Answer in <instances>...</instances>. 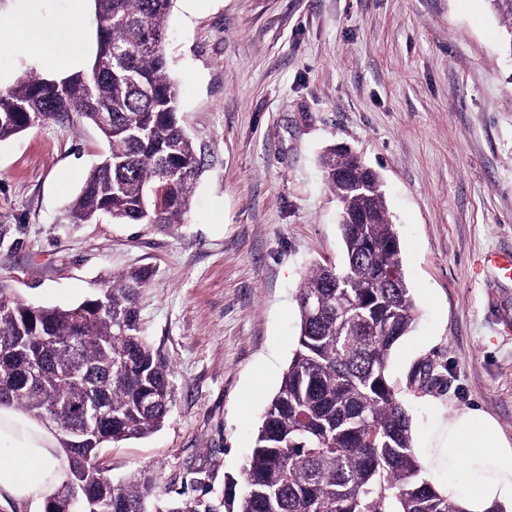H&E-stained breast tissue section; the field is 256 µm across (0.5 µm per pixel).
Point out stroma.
<instances>
[{
  "instance_id": "obj_1",
  "label": "stroma",
  "mask_w": 512,
  "mask_h": 512,
  "mask_svg": "<svg viewBox=\"0 0 512 512\" xmlns=\"http://www.w3.org/2000/svg\"><path fill=\"white\" fill-rule=\"evenodd\" d=\"M74 0H0L50 25ZM168 66L204 163L183 223L72 225L107 144L70 116L0 142V286L69 307L146 266V335L170 364L164 426L104 448L112 478L211 512L251 453L296 348L307 271L341 267L318 158L343 143L382 177L416 303L389 373L432 454L479 409L512 445V52L488 0H174Z\"/></svg>"
}]
</instances>
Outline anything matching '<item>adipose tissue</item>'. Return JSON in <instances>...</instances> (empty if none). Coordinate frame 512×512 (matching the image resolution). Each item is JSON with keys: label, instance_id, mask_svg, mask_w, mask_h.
<instances>
[{"label": "adipose tissue", "instance_id": "1", "mask_svg": "<svg viewBox=\"0 0 512 512\" xmlns=\"http://www.w3.org/2000/svg\"><path fill=\"white\" fill-rule=\"evenodd\" d=\"M83 11L46 26L17 17L0 20V45L21 51L48 67H81ZM63 450L52 430L15 410L0 407V497L39 501L59 478L55 461ZM449 470L466 472L468 490L448 483L449 497L466 512H492L512 505V447L503 443L496 422L479 410L449 418L440 450Z\"/></svg>", "mask_w": 512, "mask_h": 512}]
</instances>
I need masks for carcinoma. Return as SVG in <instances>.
I'll list each match as a JSON object with an SVG mask.
<instances>
[{
  "label": "carcinoma",
  "instance_id": "1",
  "mask_svg": "<svg viewBox=\"0 0 512 512\" xmlns=\"http://www.w3.org/2000/svg\"><path fill=\"white\" fill-rule=\"evenodd\" d=\"M93 2L88 68L61 79L32 72L0 88V142L76 113L109 149L67 223L180 224L202 160L167 67L173 0ZM488 2L512 52V0ZM319 163L340 205L344 266L305 275L296 350L239 477L225 481L224 512H464L428 479L387 375L417 309L380 175L344 146H328ZM151 279L148 268L112 273L70 308L32 306L0 288V406L50 426L65 452L43 512H197L188 501L164 511L151 476L115 481L98 463L104 444L160 430L174 405L172 370L140 319Z\"/></svg>",
  "mask_w": 512,
  "mask_h": 512
}]
</instances>
